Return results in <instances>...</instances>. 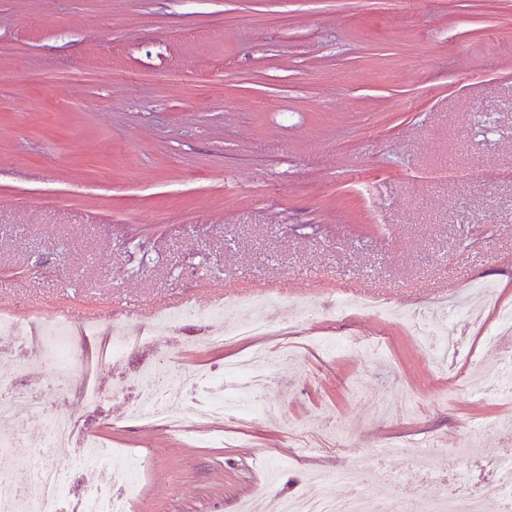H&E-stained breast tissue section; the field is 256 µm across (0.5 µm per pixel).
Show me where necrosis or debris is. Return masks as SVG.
Returning <instances> with one entry per match:
<instances>
[{
    "mask_svg": "<svg viewBox=\"0 0 512 512\" xmlns=\"http://www.w3.org/2000/svg\"><path fill=\"white\" fill-rule=\"evenodd\" d=\"M441 320H433L425 310L415 311L409 321L419 336L431 339L430 352L433 360L442 361L457 356L460 344L451 330L450 321L460 318L464 307L460 304H444ZM201 311L184 306L169 317L152 315L143 325L141 336H126L120 326L109 328L108 334L116 355L136 349L139 342L149 341L161 330H174L188 319L201 318ZM32 334L41 348L50 356L62 378H70L75 362V350L71 344L73 328L67 322L40 323L34 320L21 322L12 316L0 314V338L11 341L22 335ZM274 329L264 312L245 323L233 319L232 308H225L205 336L207 345L224 347L252 339L256 336L273 335ZM248 361L228 364L224 378L212 380L209 373L175 367L171 377L161 385L144 389L131 401L130 412L139 418L166 419L173 430L181 431L186 420L178 414V407L186 399H193L196 418L234 415L247 419L263 410L262 397L255 381L248 372ZM43 396L18 390L0 397V421L22 423L35 417H43L45 437L41 443L46 453L55 454L72 445V418L66 414L48 415L44 412ZM68 481V472L60 466H47L25 458L17 465L15 481L0 483V512H62L61 496ZM512 493V460H497L488 464L486 474L474 490L459 489L435 507L434 512H458L460 503L502 504V512H512V503L505 502L506 494ZM277 512H368V504L361 491L355 490L336 498L297 495L279 501Z\"/></svg>",
    "mask_w": 512,
    "mask_h": 512,
    "instance_id": "1",
    "label": "necrosis or debris"
}]
</instances>
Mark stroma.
<instances>
[{
	"mask_svg": "<svg viewBox=\"0 0 512 512\" xmlns=\"http://www.w3.org/2000/svg\"><path fill=\"white\" fill-rule=\"evenodd\" d=\"M79 70L131 79H32ZM244 286L241 317L271 303L275 325L318 345L256 366L269 414L243 427L129 415L168 352L217 374L244 354L201 345L205 323L124 358L105 335L76 339L72 382L103 397L63 410L126 449L132 512L356 487L419 512L454 492L424 471L454 458L475 485L481 464L512 458L507 410L464 387L491 384L512 349L483 333L512 304V0H0V305L136 336L155 311L218 308ZM364 295L380 312L356 309ZM443 295L477 317L457 320L464 348L437 365L401 313ZM372 340L374 360L356 348ZM1 380L45 391L55 368L6 346ZM326 415L341 453L324 447ZM392 442L390 481L374 450Z\"/></svg>",
	"mask_w": 512,
	"mask_h": 512,
	"instance_id": "stroma-1",
	"label": "stroma"
}]
</instances>
